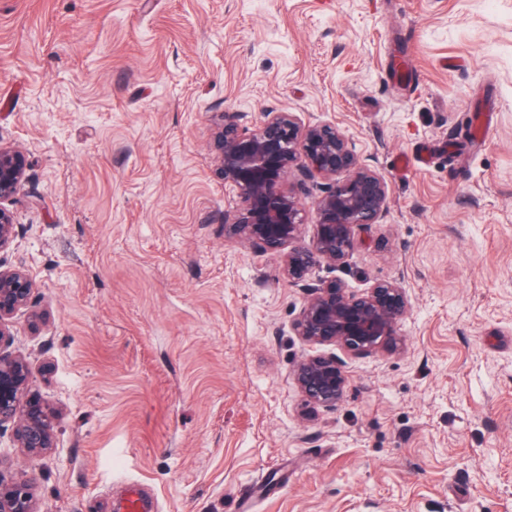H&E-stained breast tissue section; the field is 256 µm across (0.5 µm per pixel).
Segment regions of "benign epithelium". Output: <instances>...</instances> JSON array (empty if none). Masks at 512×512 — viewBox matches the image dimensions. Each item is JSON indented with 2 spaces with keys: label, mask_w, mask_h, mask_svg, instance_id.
Masks as SVG:
<instances>
[{
  "label": "benign epithelium",
  "mask_w": 512,
  "mask_h": 512,
  "mask_svg": "<svg viewBox=\"0 0 512 512\" xmlns=\"http://www.w3.org/2000/svg\"><path fill=\"white\" fill-rule=\"evenodd\" d=\"M214 163L224 184L237 191L236 209L224 213L228 236L281 261V275L291 283L308 278L320 265L345 263L358 234L380 223L387 212V184L365 167L349 139L332 123L306 124L292 112H266L250 128L235 112H225L214 135ZM24 151L0 145V252L14 245L16 223L6 206L26 179ZM325 181L314 207L315 233L302 242L306 207L288 175ZM308 298L294 322L306 342L329 344L355 354L402 349L400 320L408 311L400 281L375 283L354 292L336 278L308 286ZM34 283L20 268L0 264V423L15 425L23 455L39 459L55 451L59 414L32 390L28 359L3 350L13 341L11 320L30 310ZM295 384L309 406L331 409L342 399L347 378L336 356L310 355L293 370ZM0 512H38L30 483L0 471Z\"/></svg>",
  "instance_id": "benign-epithelium-1"
}]
</instances>
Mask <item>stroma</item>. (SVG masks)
Here are the masks:
<instances>
[{"label":"stroma","mask_w":512,"mask_h":512,"mask_svg":"<svg viewBox=\"0 0 512 512\" xmlns=\"http://www.w3.org/2000/svg\"><path fill=\"white\" fill-rule=\"evenodd\" d=\"M405 62L412 90L389 82ZM336 124L388 212L335 274L403 282L398 353H341L312 409L303 284L224 233L223 113ZM492 114L486 138L474 127ZM0 144L29 168L0 263L13 351L62 419L0 468L41 512H512V0H0ZM32 310V311H33ZM293 379L313 408H335L347 385L343 366L334 355L304 357L296 364Z\"/></svg>","instance_id":"obj_1"}]
</instances>
